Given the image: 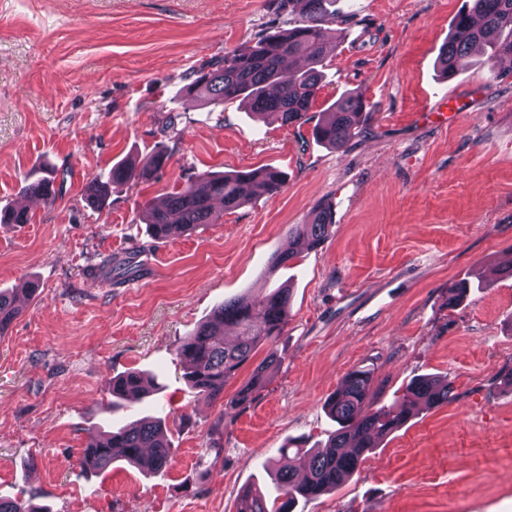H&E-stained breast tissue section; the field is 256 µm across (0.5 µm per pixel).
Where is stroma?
Returning a JSON list of instances; mask_svg holds the SVG:
<instances>
[{
  "label": "stroma",
  "mask_w": 512,
  "mask_h": 512,
  "mask_svg": "<svg viewBox=\"0 0 512 512\" xmlns=\"http://www.w3.org/2000/svg\"><path fill=\"white\" fill-rule=\"evenodd\" d=\"M466 0H334L331 50L307 121L281 125L238 104L189 94L193 70L292 26L288 0H0V289L40 293L0 337V496L46 512H237L246 486L275 494L270 472L291 441L324 445L328 396L351 370L371 376L375 407L420 376L453 398L422 410L370 449L336 491L295 512H512V76L486 52L453 78L438 58ZM368 107L349 144L312 135L338 98ZM463 103L448 127L431 109ZM167 146L149 181L91 205L89 182ZM274 167L220 223L155 240L151 204L204 171ZM54 177L47 203L25 175ZM331 208L322 244L269 270L288 229ZM134 258L136 278L104 282L105 257ZM471 288L456 306L449 287ZM291 290L270 380L241 404L243 368L220 399L196 398L177 350L222 301ZM141 370L159 391L106 413L112 376ZM151 414L165 419L171 462L145 474L119 460L80 463L90 438Z\"/></svg>",
  "instance_id": "1"
}]
</instances>
